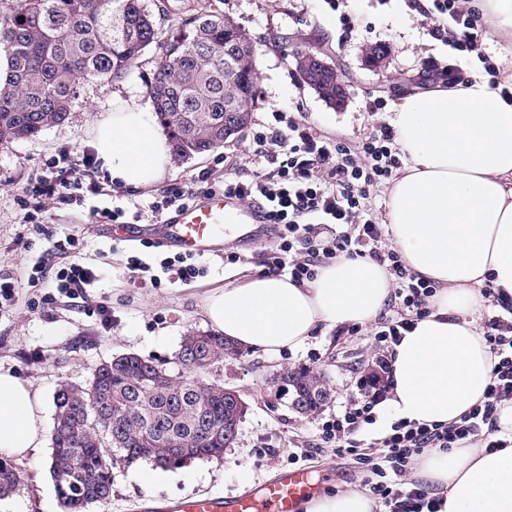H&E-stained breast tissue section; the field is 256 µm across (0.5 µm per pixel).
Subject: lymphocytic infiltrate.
Masks as SVG:
<instances>
[{"label": "lymphocytic infiltrate", "instance_id": "lymphocytic-infiltrate-1", "mask_svg": "<svg viewBox=\"0 0 512 512\" xmlns=\"http://www.w3.org/2000/svg\"><path fill=\"white\" fill-rule=\"evenodd\" d=\"M413 8L430 19L433 39L460 52L476 50L484 27L479 16L459 0H431L427 7L415 0ZM273 119L272 126L253 133L248 148L253 167L225 178V195L261 207L266 223L278 225L279 250L268 263L270 272L288 273L293 282L301 283L313 280L326 258H367L382 267L394 287L390 302L396 305L397 315L385 321L375 337L397 344L415 321L430 314L437 289L388 247L382 224L362 206L368 187L377 180L395 178L402 166L394 129L380 125L352 148L317 137L305 123L286 113H274ZM101 194L94 154L64 153L23 187L19 197L25 210L22 221L36 224L51 210L76 204L86 207L93 224H121L128 218L158 222L196 197L194 190L174 184L163 190L159 200L137 208L127 191L116 192L108 206L98 203ZM57 255L64 257L63 266L54 263ZM129 270L135 279L149 280L155 288L161 287L163 274L173 272L178 280L188 281L203 272L184 256L156 264L134 257ZM96 281L94 270L82 260L77 239L68 234L53 242L47 257L32 266L27 284L34 288L50 282L63 296L84 298ZM482 297L491 310L483 325L484 339L495 360L483 404L448 425L394 421L376 451L364 452L360 434L375 423L374 409L389 390L392 368L386 363L379 382L364 384L361 399L347 404L335 421L322 427V443L354 456L367 472V492L382 512H440V499L410 477L416 456L426 450L479 443L493 451L502 445L496 437L498 413L503 402L512 401V298L490 283L485 284Z\"/></svg>", "mask_w": 512, "mask_h": 512}]
</instances>
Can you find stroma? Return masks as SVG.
Masks as SVG:
<instances>
[{
	"label": "stroma",
	"mask_w": 512,
	"mask_h": 512,
	"mask_svg": "<svg viewBox=\"0 0 512 512\" xmlns=\"http://www.w3.org/2000/svg\"><path fill=\"white\" fill-rule=\"evenodd\" d=\"M167 6L164 26L203 11L216 12L248 30L256 43L258 96L248 133L233 146L173 161L165 179L166 184L180 183L201 195L208 186L198 182L199 174L220 181L248 169L250 132L271 123L273 113H288L321 138L355 146L380 124L390 123L404 86L422 75L429 60L466 76L473 69V54L433 40L408 0H344L337 9L326 0H168ZM343 12L354 24L347 36L339 22ZM378 44L387 54L373 66L366 50ZM311 45L323 49L335 65L347 89L343 104L327 103L301 78L294 53ZM156 54V48H149L122 81L82 84L61 125L33 139L0 143V273L19 281L12 301L0 305V371L20 375L50 399L60 385L84 384L101 363L117 355L173 362L185 336L210 331L205 297L267 268L271 243L228 240L224 252L238 253L240 262L227 264L221 255H203L196 262L204 272L192 282L143 286L131 278V257L160 260L175 255L174 249L158 245L155 236L133 226L126 238L113 237L110 225L84 223L82 209L75 205L53 210L49 223H22L16 194L33 173L63 153L86 150L94 117L111 110L113 101L148 104ZM377 97L385 108L369 112V100ZM67 234L79 239L85 262L97 275L86 300L57 297L52 289L27 285L32 265ZM99 304L109 307V322L96 314ZM371 330L367 324L347 333L341 326L324 324L298 348L275 355L251 350L242 361L213 370L210 380L239 390L246 404L233 446L222 457L196 459L177 468L170 479L157 477L154 466L144 461L114 468L110 502L90 505L87 512H142L146 502L189 496L237 497L296 466L308 468L317 493L329 488L360 490L363 475L352 458L332 448L313 447L312 441L323 422L358 397V379L381 356ZM288 369L323 372L332 401L309 418L289 409L272 380L273 373ZM307 444L312 447L307 457L292 462L293 453ZM16 467L21 483L0 500V512H58L51 472L36 471L27 460Z\"/></svg>",
	"instance_id": "1"
}]
</instances>
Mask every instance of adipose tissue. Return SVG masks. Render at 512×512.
I'll return each instance as SVG.
<instances>
[{
    "mask_svg": "<svg viewBox=\"0 0 512 512\" xmlns=\"http://www.w3.org/2000/svg\"><path fill=\"white\" fill-rule=\"evenodd\" d=\"M405 166L388 195L391 242L406 265L437 282L431 313L394 347L386 421H458L481 403L493 363L477 315L485 279L512 297V99L481 70L454 88L403 97L395 108ZM113 182L160 184L172 147L153 112L119 99L93 124L89 141ZM392 288L367 259L337 257L314 281L260 273L204 300L209 325L267 354L302 345L319 324H367ZM503 448L476 445L426 451L418 475L444 501L443 512H512V403L499 416ZM49 423L40 391L0 372V455L44 462Z\"/></svg>",
    "mask_w": 512,
    "mask_h": 512,
    "instance_id": "ef3b65f1",
    "label": "adipose tissue"
}]
</instances>
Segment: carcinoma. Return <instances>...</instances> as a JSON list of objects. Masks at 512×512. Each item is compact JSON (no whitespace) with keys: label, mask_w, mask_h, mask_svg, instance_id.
Here are the masks:
<instances>
[{"label":"carcinoma","mask_w":512,"mask_h":512,"mask_svg":"<svg viewBox=\"0 0 512 512\" xmlns=\"http://www.w3.org/2000/svg\"><path fill=\"white\" fill-rule=\"evenodd\" d=\"M0 52L10 59L12 88L0 92V142L28 139L62 124L90 81H118L145 50L156 45L151 102L180 160L224 147V113L235 111L247 126L258 93L247 80L255 55L240 56L224 70L217 57L224 44H253L245 29L228 16L204 11L177 30L162 32L145 0H0ZM319 93L336 103V73L316 76ZM197 353L212 369L222 364L224 336L206 334ZM52 473L60 475L56 493L65 512L106 504L112 494V469L149 461L174 469L205 459L224 447V429L241 414L224 403V386L197 388L167 368L162 372L135 354L102 363L83 385L61 386L54 397ZM221 427L204 444L195 442L200 420ZM165 442L150 454L145 435ZM21 478L0 462V498L12 495Z\"/></svg>","instance_id":"1"}]
</instances>
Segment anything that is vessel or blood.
Returning <instances> with one entry per match:
<instances>
[{"mask_svg":"<svg viewBox=\"0 0 512 512\" xmlns=\"http://www.w3.org/2000/svg\"><path fill=\"white\" fill-rule=\"evenodd\" d=\"M260 221L257 210L241 208L233 199L216 192L162 220L161 237L164 243L187 254H214L225 239L255 237V226ZM310 492L307 471L294 469L274 481L260 484L245 496L154 502L147 505L146 512H252L256 507L263 512H302Z\"/></svg>","mask_w":512,"mask_h":512,"instance_id":"obj_1","label":"vessel or blood"}]
</instances>
